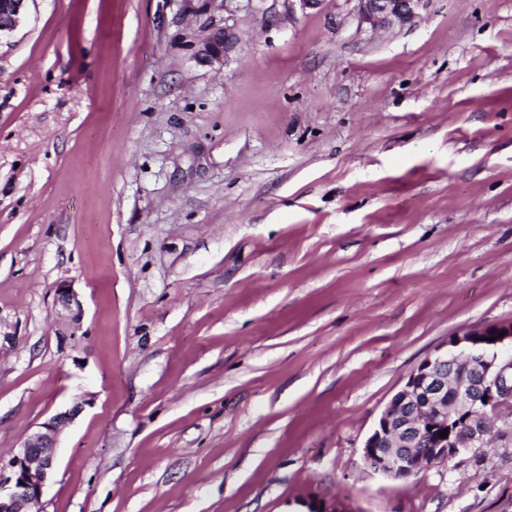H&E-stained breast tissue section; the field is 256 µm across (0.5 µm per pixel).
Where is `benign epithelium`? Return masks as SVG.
I'll return each instance as SVG.
<instances>
[{
    "instance_id": "obj_1",
    "label": "benign epithelium",
    "mask_w": 512,
    "mask_h": 512,
    "mask_svg": "<svg viewBox=\"0 0 512 512\" xmlns=\"http://www.w3.org/2000/svg\"><path fill=\"white\" fill-rule=\"evenodd\" d=\"M28 0H0V41L19 25ZM288 14L320 10L326 0H285ZM359 22L378 28H403L417 18L425 0H354ZM238 38L229 26L194 43L195 55L223 62ZM56 305L81 317L71 284L55 289ZM512 322L473 327L450 338L447 348L423 360L382 411L363 446L371 472L409 480L432 465L485 447L497 416L512 405ZM82 410L76 404L42 423L7 464H0V512H32L53 472L60 431ZM447 436H441V432Z\"/></svg>"
}]
</instances>
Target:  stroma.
Segmentation results:
<instances>
[{
	"label": "stroma",
	"mask_w": 512,
	"mask_h": 512,
	"mask_svg": "<svg viewBox=\"0 0 512 512\" xmlns=\"http://www.w3.org/2000/svg\"><path fill=\"white\" fill-rule=\"evenodd\" d=\"M510 321L512 0H29L0 42V460L82 407L35 512H512V414L409 481L362 461ZM356 2L359 22L371 30L404 28L417 18V10L425 0H349ZM238 38L229 26L215 29L194 43L195 55L210 64L223 62L236 47ZM55 299L56 305L71 314L72 324H78L77 322L81 317V306L77 299V294L71 284L67 282L60 283L55 289Z\"/></svg>",
	"instance_id": "1"
}]
</instances>
